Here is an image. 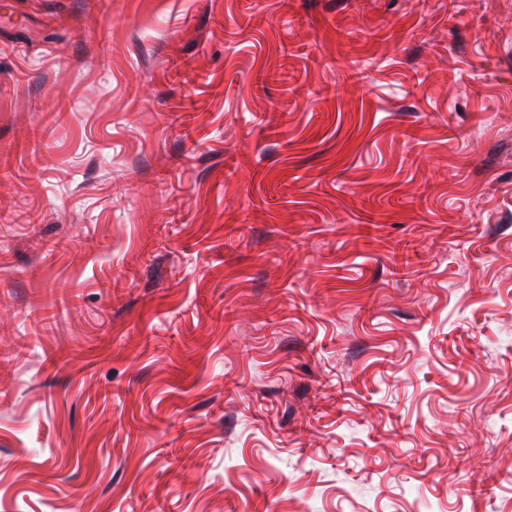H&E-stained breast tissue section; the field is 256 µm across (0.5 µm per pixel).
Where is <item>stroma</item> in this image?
Masks as SVG:
<instances>
[{"mask_svg": "<svg viewBox=\"0 0 512 512\" xmlns=\"http://www.w3.org/2000/svg\"><path fill=\"white\" fill-rule=\"evenodd\" d=\"M0 512H512V0H0Z\"/></svg>", "mask_w": 512, "mask_h": 512, "instance_id": "1", "label": "stroma"}]
</instances>
